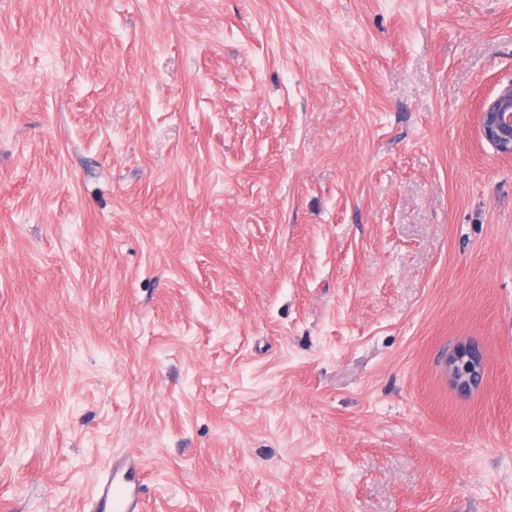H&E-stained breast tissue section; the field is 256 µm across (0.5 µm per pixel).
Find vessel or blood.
<instances>
[{
    "mask_svg": "<svg viewBox=\"0 0 512 512\" xmlns=\"http://www.w3.org/2000/svg\"><path fill=\"white\" fill-rule=\"evenodd\" d=\"M145 476V464L138 454L124 452L114 456L91 500L93 512H144Z\"/></svg>",
    "mask_w": 512,
    "mask_h": 512,
    "instance_id": "obj_1",
    "label": "vessel or blood"
}]
</instances>
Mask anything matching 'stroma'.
<instances>
[{
    "mask_svg": "<svg viewBox=\"0 0 512 512\" xmlns=\"http://www.w3.org/2000/svg\"><path fill=\"white\" fill-rule=\"evenodd\" d=\"M510 84L512 0H0V512H512ZM481 134L498 152L512 155V84L482 103ZM445 367L452 385L467 393L482 382L484 356L475 346L462 343L448 356ZM145 464L138 454L112 457V466L92 498L93 512H144Z\"/></svg>",
    "mask_w": 512,
    "mask_h": 512,
    "instance_id": "stroma-1",
    "label": "stroma"
}]
</instances>
